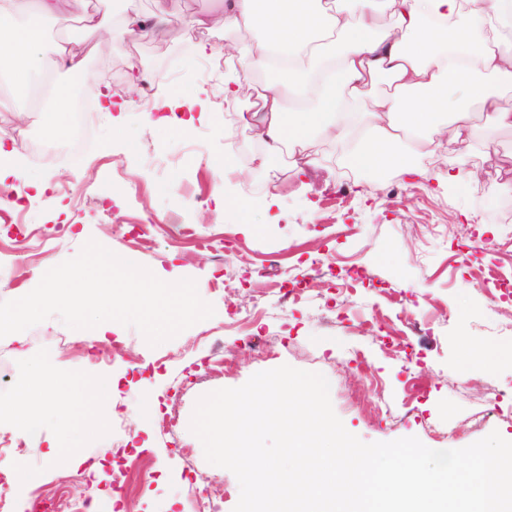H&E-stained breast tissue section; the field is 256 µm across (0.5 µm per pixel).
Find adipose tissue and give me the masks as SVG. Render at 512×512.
Masks as SVG:
<instances>
[{"label":"adipose tissue","instance_id":"ef3b65f1","mask_svg":"<svg viewBox=\"0 0 512 512\" xmlns=\"http://www.w3.org/2000/svg\"><path fill=\"white\" fill-rule=\"evenodd\" d=\"M80 2L37 0L23 17L0 5V70L15 92L28 94L39 72L45 18ZM194 23L250 34L240 50L245 70L271 74L252 111L239 115L262 140L256 159L266 169L285 152L316 166L308 147L327 143L341 165L374 178L412 174L413 154L469 144L474 99L512 128V109L501 105L512 93V0H224L221 14ZM381 82L389 92L373 95ZM189 105L176 85L146 119L176 134L195 120Z\"/></svg>","mask_w":512,"mask_h":512}]
</instances>
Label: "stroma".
Segmentation results:
<instances>
[{
  "instance_id": "35a3bbf8",
  "label": "stroma",
  "mask_w": 512,
  "mask_h": 512,
  "mask_svg": "<svg viewBox=\"0 0 512 512\" xmlns=\"http://www.w3.org/2000/svg\"><path fill=\"white\" fill-rule=\"evenodd\" d=\"M134 5L165 15L168 41L132 47L112 17L90 32L76 11H63L44 21L40 67L53 66L60 43L81 45L89 63H111L105 92L120 101L136 62L152 95L190 86L198 118L164 139L142 110L128 112L116 130L94 108L83 116L84 143L49 155L41 114L0 85V140L12 165L48 184L29 204L0 205V302L28 294L49 268L94 240L118 255L134 253L163 281L195 280L214 314L155 347L132 326H118L108 340L57 316L0 338V388L37 418L32 429L0 416V434L29 447L12 463L24 473L9 492L18 512L34 497L61 493L73 512H107L110 463L120 447L132 449L135 474L125 512H192L205 487L223 492L219 512H233L239 482L206 461L190 431L196 402L285 364L324 375L335 414L363 442L415 437L435 450L459 449L494 431L512 441V406L502 401L512 393V360L458 375L463 345L512 343V129L492 124L471 101L470 149L415 156L419 176L391 171L379 189L365 173L337 167L330 145L317 146V166L297 168L284 154L260 173L251 164V134L237 120L257 72L245 75L235 111L224 109V71L240 65L225 48L249 37L193 24L196 16L222 13L224 0ZM201 42L214 54L194 57ZM224 155L235 157L237 173L221 182L207 160ZM425 170L467 177L441 188L422 178ZM220 195L275 204L245 218L218 208ZM258 266L268 269L259 281L250 277ZM350 268L364 275L351 296L339 288ZM307 278L305 298L288 302L283 289ZM116 339L120 360L112 357ZM64 378L117 384L110 417L87 427L66 456L49 452L72 432V421L54 411L65 401L57 386ZM152 398L162 416L178 419L175 431L140 419ZM75 457L80 465H72ZM92 462L100 466L94 476L87 473Z\"/></svg>"
}]
</instances>
